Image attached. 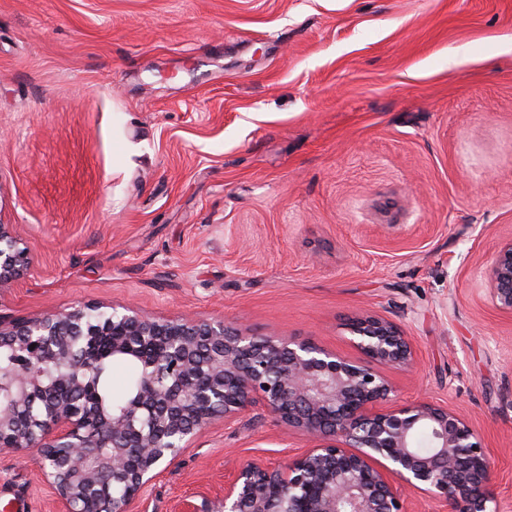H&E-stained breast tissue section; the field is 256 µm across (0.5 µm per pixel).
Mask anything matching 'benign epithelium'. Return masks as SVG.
Here are the masks:
<instances>
[{
	"label": "benign epithelium",
	"instance_id": "7a95c632",
	"mask_svg": "<svg viewBox=\"0 0 512 512\" xmlns=\"http://www.w3.org/2000/svg\"><path fill=\"white\" fill-rule=\"evenodd\" d=\"M29 248L0 223V288L32 267ZM487 296L512 314V238L486 266ZM357 357L309 343L257 336L222 319L157 317L85 305L34 318L0 319V347L16 358L0 379V447L37 448L56 512H128L129 505L217 420L231 424L263 405L312 446L277 467L242 465L215 495L183 499L176 512H408L421 490L446 512H490L497 470L469 420L427 401L399 404L384 370L417 364L408 336L377 315L349 324ZM144 368L142 387L120 410L88 395L101 344ZM63 365L54 384L42 367ZM432 448L416 449L418 434ZM121 490L107 495L105 486Z\"/></svg>",
	"mask_w": 512,
	"mask_h": 512
}]
</instances>
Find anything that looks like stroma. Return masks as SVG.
<instances>
[{
  "label": "stroma",
  "mask_w": 512,
  "mask_h": 512,
  "mask_svg": "<svg viewBox=\"0 0 512 512\" xmlns=\"http://www.w3.org/2000/svg\"><path fill=\"white\" fill-rule=\"evenodd\" d=\"M0 221L34 258L0 318L84 304L221 318L353 354L401 325L400 401L472 422L512 512V0H0ZM307 437L255 406L130 512H175ZM36 450L0 512H53ZM485 290L492 304L512 314V238L499 244L484 271Z\"/></svg>",
  "instance_id": "1"
}]
</instances>
